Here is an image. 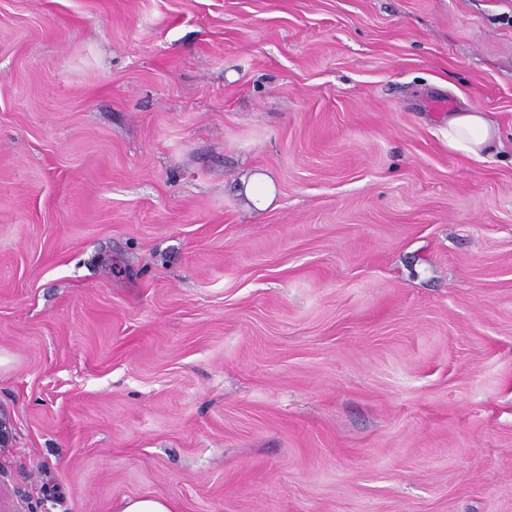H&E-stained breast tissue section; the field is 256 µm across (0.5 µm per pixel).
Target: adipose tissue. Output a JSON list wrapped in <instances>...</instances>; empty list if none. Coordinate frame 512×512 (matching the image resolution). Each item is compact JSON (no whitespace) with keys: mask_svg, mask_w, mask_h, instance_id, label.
<instances>
[{"mask_svg":"<svg viewBox=\"0 0 512 512\" xmlns=\"http://www.w3.org/2000/svg\"><path fill=\"white\" fill-rule=\"evenodd\" d=\"M500 142L497 126L476 107H468L448 115V147L450 150L475 158Z\"/></svg>","mask_w":512,"mask_h":512,"instance_id":"1","label":"adipose tissue"}]
</instances>
